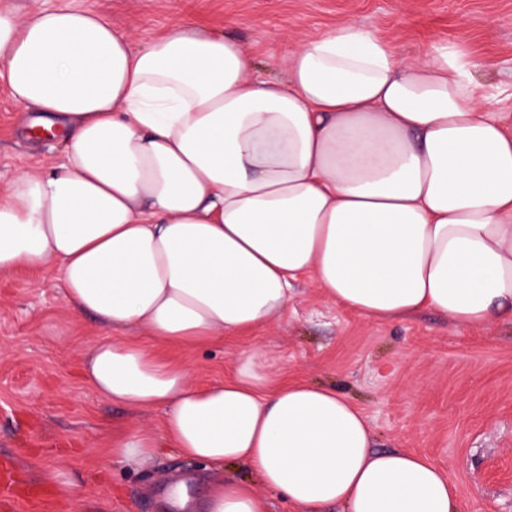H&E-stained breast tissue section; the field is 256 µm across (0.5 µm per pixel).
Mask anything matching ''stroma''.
Masks as SVG:
<instances>
[{"mask_svg":"<svg viewBox=\"0 0 512 512\" xmlns=\"http://www.w3.org/2000/svg\"><path fill=\"white\" fill-rule=\"evenodd\" d=\"M134 34L141 48L182 19L222 30L246 48L287 51L291 39L352 23L416 57L448 46L480 61L476 78L497 98L512 95V0H78ZM23 110L0 86V185L58 161V141L30 140ZM104 334L72 315L57 274L0 272V463H12L25 493L0 498V512H173L180 481L203 512L223 467L164 447L147 466L111 456L108 430L132 421L160 431L164 407L138 413L101 399L81 372ZM264 348L276 375L329 388L368 417L379 451L420 454L457 485L459 512H512V325L459 332L428 311L370 323L329 302L309 278L287 310L223 344L166 350L193 385L223 381L234 355ZM64 473L44 484L43 471Z\"/></svg>","mask_w":512,"mask_h":512,"instance_id":"35a3bbf8","label":"stroma"}]
</instances>
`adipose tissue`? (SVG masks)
Masks as SVG:
<instances>
[{
  "label": "adipose tissue",
  "instance_id": "obj_1",
  "mask_svg": "<svg viewBox=\"0 0 512 512\" xmlns=\"http://www.w3.org/2000/svg\"><path fill=\"white\" fill-rule=\"evenodd\" d=\"M255 55L179 21L140 49L98 12L0 0V79L62 158L0 188V272L59 270L64 299L106 332L82 362L106 401L166 409L161 433L109 431L140 465L169 445L254 480H216L206 512H263L255 483L299 512H458L425 457L373 449L359 406L276 377L264 351L199 389L122 339L193 346L251 331L310 277L373 322L432 310L462 329L512 324V110L477 64L402 58L343 23Z\"/></svg>",
  "mask_w": 512,
  "mask_h": 512
}]
</instances>
